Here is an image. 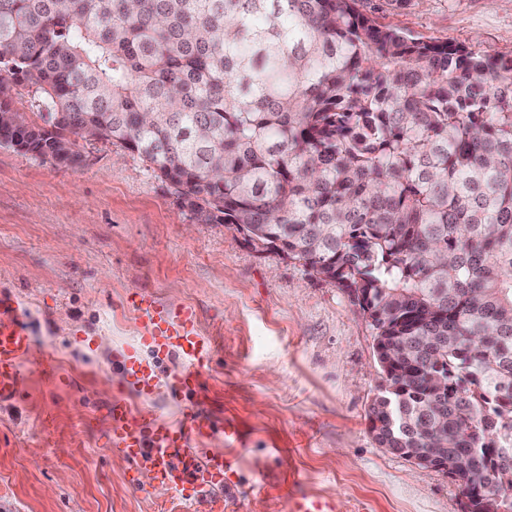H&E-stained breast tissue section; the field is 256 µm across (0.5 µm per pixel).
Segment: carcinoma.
Segmentation results:
<instances>
[{
    "label": "carcinoma",
    "instance_id": "1",
    "mask_svg": "<svg viewBox=\"0 0 512 512\" xmlns=\"http://www.w3.org/2000/svg\"><path fill=\"white\" fill-rule=\"evenodd\" d=\"M88 137L343 289L409 356L369 407L378 445L440 443L465 512L477 478L512 509L486 455L512 458V55L359 0H0V147L72 167Z\"/></svg>",
    "mask_w": 512,
    "mask_h": 512
}]
</instances>
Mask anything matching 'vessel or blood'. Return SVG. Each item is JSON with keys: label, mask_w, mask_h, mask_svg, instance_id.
<instances>
[{"label": "vessel or blood", "mask_w": 512, "mask_h": 512, "mask_svg": "<svg viewBox=\"0 0 512 512\" xmlns=\"http://www.w3.org/2000/svg\"><path fill=\"white\" fill-rule=\"evenodd\" d=\"M132 302L142 318L143 343L160 357L181 354L187 364L164 380L131 351L124 364L126 381L144 397L153 395L162 384L176 400L198 395L213 349L198 333L195 311L189 307H160L148 294L134 296ZM30 342L29 328L18 315L17 303L0 297V402L10 401L17 394ZM105 411L107 444L128 462L130 473L148 472L156 484L186 502L207 505L210 512L223 508L224 500L216 491L234 487L235 460L202 448V441L215 431L210 419L190 409L179 422L171 423L154 412L132 409L117 398L107 403ZM288 509L335 512L330 501L304 494L292 496Z\"/></svg>", "instance_id": "obj_1"}]
</instances>
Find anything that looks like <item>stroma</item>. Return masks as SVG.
Instances as JSON below:
<instances>
[{
    "label": "stroma",
    "instance_id": "35a3bbf8",
    "mask_svg": "<svg viewBox=\"0 0 512 512\" xmlns=\"http://www.w3.org/2000/svg\"><path fill=\"white\" fill-rule=\"evenodd\" d=\"M379 24L426 41L512 54V0H362ZM79 166L0 147V296L31 332L30 368L0 404V512H191L104 441L113 398L175 421L187 401L142 398L123 377L139 347L133 293L188 306L214 353L197 407L239 423L204 441L234 457L228 512H288V495L341 512H464L456 481L380 448L367 411L380 370L368 319L343 290L231 224H200L122 144L79 142ZM266 486L248 494L249 485Z\"/></svg>",
    "mask_w": 512,
    "mask_h": 512
}]
</instances>
